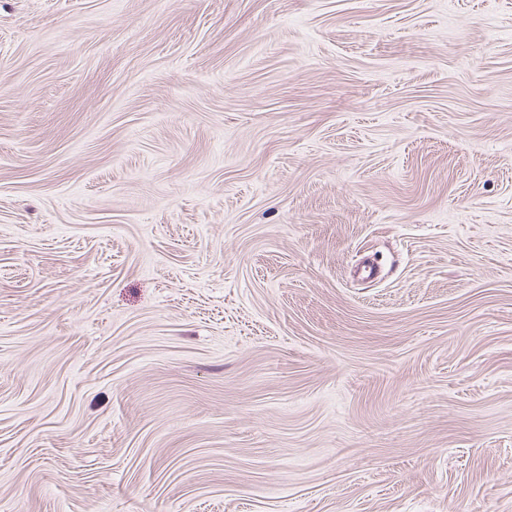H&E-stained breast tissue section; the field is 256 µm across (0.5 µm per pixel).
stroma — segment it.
I'll list each match as a JSON object with an SVG mask.
<instances>
[{"label": "stroma", "instance_id": "obj_1", "mask_svg": "<svg viewBox=\"0 0 512 512\" xmlns=\"http://www.w3.org/2000/svg\"><path fill=\"white\" fill-rule=\"evenodd\" d=\"M0 512H512V0H0Z\"/></svg>", "mask_w": 512, "mask_h": 512}]
</instances>
